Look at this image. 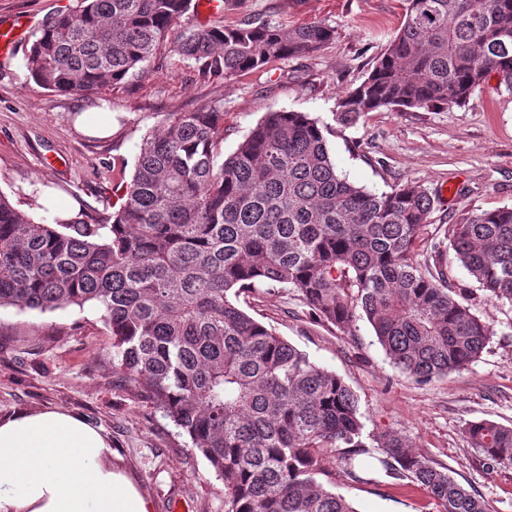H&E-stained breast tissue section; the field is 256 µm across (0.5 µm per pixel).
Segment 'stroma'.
I'll return each mask as SVG.
<instances>
[{"instance_id":"1","label":"stroma","mask_w":512,"mask_h":512,"mask_svg":"<svg viewBox=\"0 0 512 512\" xmlns=\"http://www.w3.org/2000/svg\"><path fill=\"white\" fill-rule=\"evenodd\" d=\"M406 6V0H228L223 14L187 16L198 28L249 20L287 28L320 22L336 30L332 43L307 56L223 82L166 46L143 74L89 97L51 93L27 80L24 53L0 60V192L38 222H51L57 205L72 215L113 212L144 135L162 128L170 113L220 100L224 154L233 153L266 112L308 113L326 126L336 169L350 181L376 192L407 181L426 188L436 199L429 240L445 241L462 214L512 207V93L493 73L461 107L381 109L338 124L337 100L368 76L398 33ZM94 102L112 116L111 137L75 127ZM242 307L344 379L359 398L365 433L401 432L477 490L491 512H512V471L483 469L464 433L481 420L512 426V304L476 302L474 312L494 328L490 343L466 369L426 385L389 363L366 320L340 331L314 320L293 291L260 290ZM44 408L100 428L114 463L152 512H224V484L208 461L114 372L112 333L95 306L46 313L0 308V418ZM380 455L372 445L360 456V483L326 456L323 481L358 512H437L424 491L386 477Z\"/></svg>"}]
</instances>
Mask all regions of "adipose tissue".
<instances>
[{
	"instance_id": "ef3b65f1",
	"label": "adipose tissue",
	"mask_w": 512,
	"mask_h": 512,
	"mask_svg": "<svg viewBox=\"0 0 512 512\" xmlns=\"http://www.w3.org/2000/svg\"><path fill=\"white\" fill-rule=\"evenodd\" d=\"M0 512H151L98 429L63 410L0 419Z\"/></svg>"
}]
</instances>
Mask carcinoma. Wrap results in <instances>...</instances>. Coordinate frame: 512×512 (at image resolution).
Returning <instances> with one entry per match:
<instances>
[{
  "label": "carcinoma",
  "mask_w": 512,
  "mask_h": 512,
  "mask_svg": "<svg viewBox=\"0 0 512 512\" xmlns=\"http://www.w3.org/2000/svg\"><path fill=\"white\" fill-rule=\"evenodd\" d=\"M192 0H79L43 20L29 78L91 95L145 71L162 45L216 81L333 40L319 22L175 26ZM496 72L512 92V0H407L396 37L336 102L349 125L382 108L462 106ZM224 103L175 112L145 136L122 204L33 221L0 193V307L95 305L112 333L113 369L186 433L224 483V512H357L326 487L334 454L360 482L359 400L346 382L240 306L258 288L299 293L345 332L366 320L391 364L419 383L475 362L493 328L448 287L444 250L486 299L512 304V207L463 215L448 245L420 258L435 199L406 182L375 193L336 171L317 120L277 110L221 158ZM465 435L479 464L512 470V428L482 420ZM385 475L439 512H490L452 470L398 432L377 438Z\"/></svg>",
  "instance_id": "carcinoma-1"
}]
</instances>
